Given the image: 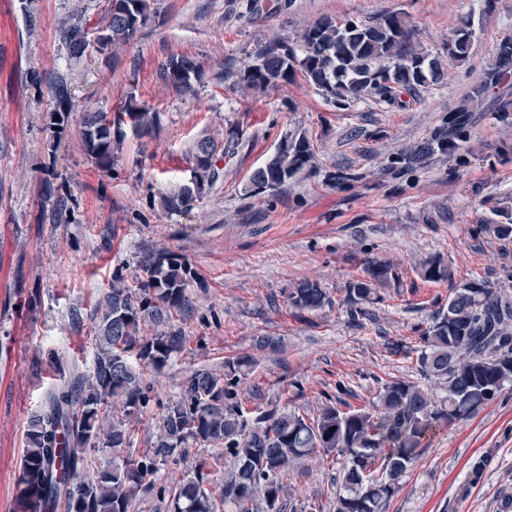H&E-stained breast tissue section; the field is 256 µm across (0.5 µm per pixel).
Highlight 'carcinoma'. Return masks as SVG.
I'll use <instances>...</instances> for the list:
<instances>
[{"label": "carcinoma", "instance_id": "carcinoma-1", "mask_svg": "<svg viewBox=\"0 0 512 512\" xmlns=\"http://www.w3.org/2000/svg\"><path fill=\"white\" fill-rule=\"evenodd\" d=\"M150 9V0H108L105 23L92 29L84 15H74L63 31L69 57L131 42ZM472 40L468 24L452 27L448 57L466 59ZM257 59L240 71L243 87H273L299 72L338 106L377 97L404 108L441 78L438 62L414 50L411 30L397 13L368 22L325 17L301 30L299 48L275 42L261 49ZM511 73L509 37L463 104L448 114L447 129L398 154L396 162L410 167L433 153L457 152L469 136L470 113L490 87ZM160 76L190 91L200 79V65L187 56H172ZM53 88L55 107L46 122L59 135L71 103L65 74L56 75ZM155 121L156 113L130 104L113 114L88 113L81 132L88 159L100 170L112 171V145L124 135L123 126L144 132ZM191 154L203 166L202 181L161 196L170 211L193 208L204 183L219 177L214 141H198ZM312 159L305 135L284 137L276 153L254 171L250 192L282 189L311 167ZM143 272L136 289L120 279L112 281L97 328L92 374L51 391L45 407L29 419L16 484L17 512H130L137 498L150 492L170 499L168 512H249V503L257 500L264 502L266 512H284L288 488L281 476L291 463L318 451L344 460L336 512H385L402 477L437 431L476 414L512 387V291L471 281L453 288L448 312L438 313L419 336L418 371L432 387L386 382L368 409L343 411L326 402L314 421L290 410L267 413L250 427L245 418L248 397L240 383L252 361L237 357L222 369H199L188 377L184 397L164 407L150 447L136 451L132 419L145 413L153 392L144 369L162 371L186 344L179 330L148 337L140 335V325L147 319L168 322L184 311L191 279L184 258L169 251L147 257ZM421 275L434 283L452 281L448 266L435 258L423 263ZM395 276L392 265L367 259L364 278L348 288L351 315L364 314L363 306L378 299L376 286ZM289 301L299 310H315L328 298L317 282L304 280ZM191 442L231 456L235 472L230 480H224L223 470H210L201 462L176 487L161 485V466ZM91 452L111 456V464L93 470Z\"/></svg>", "mask_w": 512, "mask_h": 512}]
</instances>
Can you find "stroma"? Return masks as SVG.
Here are the masks:
<instances>
[{
  "instance_id": "obj_1",
  "label": "stroma",
  "mask_w": 512,
  "mask_h": 512,
  "mask_svg": "<svg viewBox=\"0 0 512 512\" xmlns=\"http://www.w3.org/2000/svg\"><path fill=\"white\" fill-rule=\"evenodd\" d=\"M152 0V17L131 43L69 61L60 26L77 8L103 21L107 0H5L0 26V512H13L24 434L54 388L90 374L96 316L119 278L137 288L142 263L166 249L191 268L190 307L171 325L188 338L163 372H146L153 400L136 422L146 447L164 405L180 399L195 370L242 355L258 412L315 417L337 382L341 410L370 407L382 381L421 382L414 345L448 306L453 284L481 277L512 288V239L486 224L512 212V114L496 91L473 113L459 154H434L391 171L393 153L444 127L512 37V0ZM401 14L413 46L440 59L444 79L405 108L367 98L339 109L302 74L266 90L239 85L244 65L270 42L295 44L322 17L366 20ZM474 32L465 62L449 59L459 18ZM203 67L195 92L162 81L170 56ZM66 73L72 108L61 135L45 126L52 85ZM157 113L145 133L126 131L111 173L85 155L84 113L125 104ZM310 141L313 166L280 191L252 194V173L287 135ZM224 151L220 177L188 212L165 210L160 193L190 180L193 144ZM441 258L452 282L430 283L419 265ZM394 265L384 299L353 321L345 302L363 262ZM329 298L315 311L287 295L304 279ZM278 338L261 350V337ZM484 460L480 480L472 465ZM342 460L316 454L289 468L285 512H336ZM512 500V391L474 417L437 431L402 478L385 512H500Z\"/></svg>"
}]
</instances>
